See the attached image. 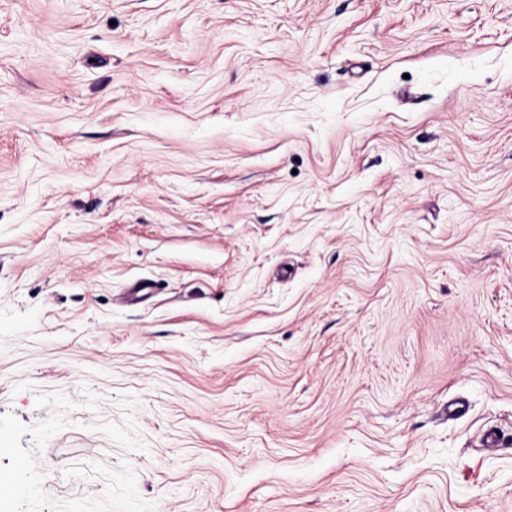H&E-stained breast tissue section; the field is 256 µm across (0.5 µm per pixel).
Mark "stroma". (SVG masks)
Listing matches in <instances>:
<instances>
[{"mask_svg":"<svg viewBox=\"0 0 512 512\" xmlns=\"http://www.w3.org/2000/svg\"><path fill=\"white\" fill-rule=\"evenodd\" d=\"M0 486L512 512V0H0Z\"/></svg>","mask_w":512,"mask_h":512,"instance_id":"stroma-1","label":"stroma"}]
</instances>
